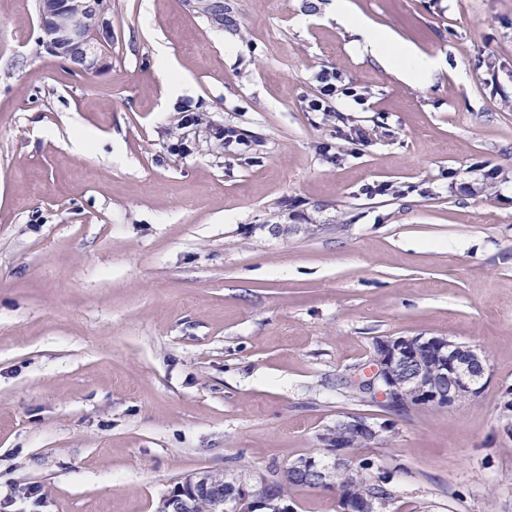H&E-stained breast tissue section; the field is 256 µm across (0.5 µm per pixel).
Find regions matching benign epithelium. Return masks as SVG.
<instances>
[{"mask_svg":"<svg viewBox=\"0 0 512 512\" xmlns=\"http://www.w3.org/2000/svg\"><path fill=\"white\" fill-rule=\"evenodd\" d=\"M109 8V0H40L39 15L48 39L46 50L65 58L77 70L95 73L102 66L98 23ZM432 362L433 376L422 370L421 359ZM489 379L486 353L466 344L439 336H396L374 345L370 373L356 375L353 382L377 401L393 404L400 395L399 386H413L415 401L407 406L413 411L440 402L454 404L477 395ZM345 425L358 429L372 439L380 434L365 417ZM332 461L303 456L289 468L302 471L316 481V488L335 490L332 473L350 459V446L324 440ZM277 480L261 478L248 484L226 472L204 471L176 482L160 504V512H195L201 500L213 502L217 512H293V508L276 491ZM388 496L376 495L353 505L339 493L340 512H381Z\"/></svg>","mask_w":512,"mask_h":512,"instance_id":"1","label":"benign epithelium"}]
</instances>
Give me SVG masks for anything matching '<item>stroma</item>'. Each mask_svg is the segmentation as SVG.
Returning a JSON list of instances; mask_svg holds the SVG:
<instances>
[{
    "label": "stroma",
    "mask_w": 512,
    "mask_h": 512,
    "mask_svg": "<svg viewBox=\"0 0 512 512\" xmlns=\"http://www.w3.org/2000/svg\"><path fill=\"white\" fill-rule=\"evenodd\" d=\"M331 2L224 0L219 26L111 0L85 74L46 51L37 0H0V512H157L186 475L323 456L354 415L384 427L358 454L399 512H512V0H351L437 59L427 84L357 53ZM322 68L366 104L304 111ZM417 335L483 348L480 394L390 416L340 386ZM162 69L170 96L189 84L190 77L188 74L170 61L168 57L163 59ZM215 137L224 141V148H231L235 150L234 153L240 155H246L253 149L252 144L232 126L225 125L224 128L217 129Z\"/></svg>",
    "instance_id": "obj_1"
}]
</instances>
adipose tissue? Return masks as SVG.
Wrapping results in <instances>:
<instances>
[{
	"instance_id": "ef3b65f1",
	"label": "adipose tissue",
	"mask_w": 512,
	"mask_h": 512,
	"mask_svg": "<svg viewBox=\"0 0 512 512\" xmlns=\"http://www.w3.org/2000/svg\"><path fill=\"white\" fill-rule=\"evenodd\" d=\"M333 14L337 23L358 35L357 47L362 54L372 56L406 82L427 83L432 80L437 71L433 58L402 44L392 32L375 28L368 19L354 11L350 0H333Z\"/></svg>"
}]
</instances>
